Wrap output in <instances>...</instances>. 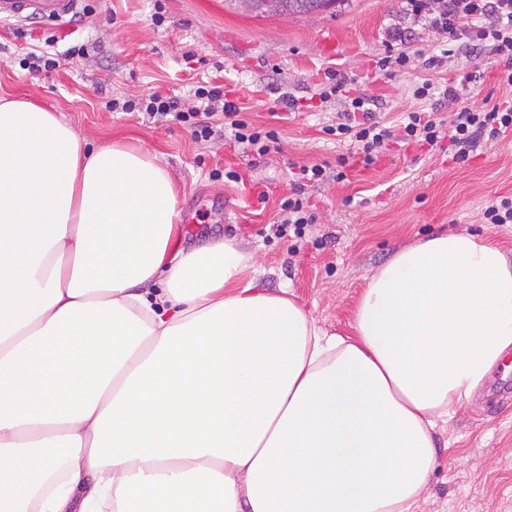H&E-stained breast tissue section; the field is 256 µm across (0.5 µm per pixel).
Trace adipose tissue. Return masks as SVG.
I'll use <instances>...</instances> for the list:
<instances>
[{"label": "adipose tissue", "instance_id": "adipose-tissue-1", "mask_svg": "<svg viewBox=\"0 0 512 512\" xmlns=\"http://www.w3.org/2000/svg\"><path fill=\"white\" fill-rule=\"evenodd\" d=\"M179 222L149 151L0 102V512H414L433 429L512 351V260L437 233L330 335Z\"/></svg>", "mask_w": 512, "mask_h": 512}]
</instances>
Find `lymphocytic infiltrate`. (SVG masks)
<instances>
[{"label": "lymphocytic infiltrate", "instance_id": "1", "mask_svg": "<svg viewBox=\"0 0 512 512\" xmlns=\"http://www.w3.org/2000/svg\"><path fill=\"white\" fill-rule=\"evenodd\" d=\"M406 4L408 12L423 18L431 29L447 34L451 53L477 57L484 50H491L502 65L501 82L512 87V0H406ZM437 91L457 104L452 119H445L434 109H418L405 113L399 123L390 126L376 116L377 99L359 94L351 98L350 107L341 114L339 122L326 126L325 131L350 143L362 154L365 164L370 165L390 143L432 147L444 139L456 147V159L465 161L481 139L494 140L512 129V101L473 109L462 104L463 90L453 82L438 89L425 81L415 88L414 95L427 100ZM107 106L114 111L140 112L151 118L170 115L175 121L192 123L198 140L211 138L214 132L211 119L220 112L228 120L234 142L260 156L270 153L279 141L275 130L241 119L240 106L226 101L223 90L217 86L197 87L192 104L187 106L176 97L157 92L123 102L111 100ZM328 177L326 164L300 166L293 195L282 204L284 216L277 222L278 234L291 230L299 236L309 224L315 223L313 207L302 196L306 187L325 182Z\"/></svg>", "mask_w": 512, "mask_h": 512}]
</instances>
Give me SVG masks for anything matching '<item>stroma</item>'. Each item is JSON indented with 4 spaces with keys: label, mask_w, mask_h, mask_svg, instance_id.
Segmentation results:
<instances>
[{
    "label": "stroma",
    "mask_w": 512,
    "mask_h": 512,
    "mask_svg": "<svg viewBox=\"0 0 512 512\" xmlns=\"http://www.w3.org/2000/svg\"><path fill=\"white\" fill-rule=\"evenodd\" d=\"M86 21L61 32L54 22L0 23V99L27 98L52 111L91 147L115 142L155 155L178 189V248L221 239L248 252L264 290L289 287L317 326L348 334L364 288L406 246L438 230L491 238L512 259V224H488L484 204L512 196V131L479 143L467 161L436 147L391 145L371 167L354 165L345 181L305 190L317 221L305 237H278L273 223L292 193L293 169L309 163L337 166L347 144L325 134L348 108L347 89L380 98V116L398 120L430 101L417 100L418 83L470 84L471 107L512 99L491 53L476 60L452 55L434 69L421 56L441 52L448 37L410 15L404 0H340L334 10L255 18L224 0H86ZM161 13L162 24L152 16ZM408 28L406 67L383 70L387 34ZM56 37L58 50L80 57L55 70L29 74L27 49ZM336 71L344 92L321 99V84ZM228 89L255 124L279 131L280 151L243 152L229 138L195 140L188 125L149 123L135 112H110L112 99L152 92L188 95L202 82ZM232 168L245 183L213 179ZM269 195L258 200V187ZM438 464L415 512H512V362L493 370L484 387L457 409L435 436Z\"/></svg>",
    "instance_id": "stroma-1"
}]
</instances>
